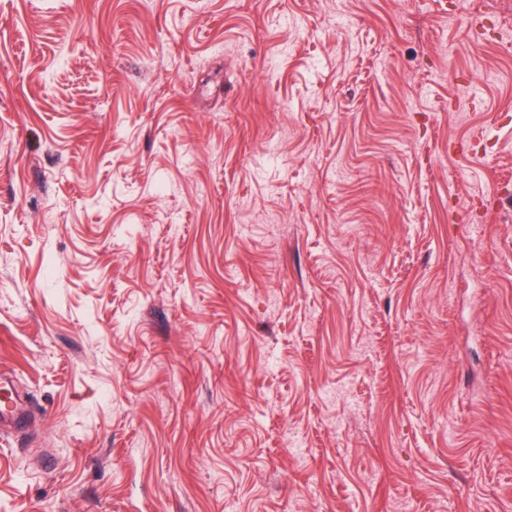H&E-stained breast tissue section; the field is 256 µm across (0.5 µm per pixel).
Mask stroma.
<instances>
[{
    "mask_svg": "<svg viewBox=\"0 0 512 512\" xmlns=\"http://www.w3.org/2000/svg\"><path fill=\"white\" fill-rule=\"evenodd\" d=\"M0 512H512V0H0Z\"/></svg>",
    "mask_w": 512,
    "mask_h": 512,
    "instance_id": "stroma-1",
    "label": "stroma"
}]
</instances>
